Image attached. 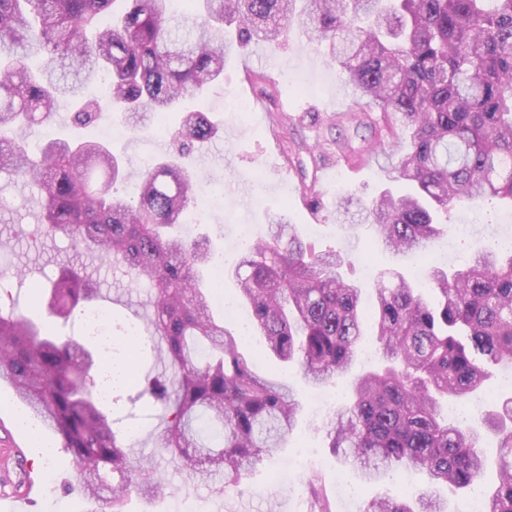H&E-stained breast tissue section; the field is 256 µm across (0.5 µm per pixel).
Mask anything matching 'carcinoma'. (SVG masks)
Listing matches in <instances>:
<instances>
[{
  "label": "carcinoma",
  "instance_id": "carcinoma-1",
  "mask_svg": "<svg viewBox=\"0 0 512 512\" xmlns=\"http://www.w3.org/2000/svg\"><path fill=\"white\" fill-rule=\"evenodd\" d=\"M115 2L0 0V131L14 133L0 136V174L39 186L44 235L112 261L147 289L162 367L138 397L164 412L154 447L195 480L221 476L235 489L292 431L300 402L258 374L242 337L213 316L217 285L203 276L211 241L175 231L197 203L194 170L182 155L157 159L138 173L135 195L123 196L114 185L130 174L111 146L49 139L34 157L26 135L102 73L109 96L84 99L75 121L92 124L106 109L162 118L188 98L204 100L236 44L279 41L297 26L326 43L363 106L408 133L392 172L406 190L340 196L336 216L356 208L396 255L426 250L453 206L512 200V0H184L179 13L170 0H123L106 23ZM217 132L194 109L175 136L185 150ZM348 264L277 224L236 260L234 276L266 353L299 363L314 386L351 369L362 326L373 322L382 365L328 419L329 447L365 482L402 467L426 488L371 500L364 512H447L441 490L482 481L484 431L501 449L500 477L482 491L486 512H512V398L466 426L440 418L443 402L470 397L512 364V249L505 259L485 249L454 269L433 265L425 288L382 274L369 313L343 276ZM42 292L48 313L65 321L99 298L82 269L65 265ZM101 364L84 339L0 307V382L61 437L77 472L69 491L96 504L106 491L112 512H123L131 489L153 498L163 486L150 462L133 463L127 435L93 394Z\"/></svg>",
  "mask_w": 512,
  "mask_h": 512
}]
</instances>
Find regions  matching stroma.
<instances>
[{
  "mask_svg": "<svg viewBox=\"0 0 512 512\" xmlns=\"http://www.w3.org/2000/svg\"><path fill=\"white\" fill-rule=\"evenodd\" d=\"M232 96L253 104L254 120L240 121L225 112L224 101ZM208 107L219 132L197 146L191 161L201 190L222 196L224 204L188 213L187 231L209 236L217 253L229 261L242 250L243 229L259 237L274 222L294 225L320 249L349 257L344 275L361 288L367 310L373 306L372 285L381 272L394 267L413 277L417 257H393L382 244L336 222L337 196L372 198L388 186L392 160L388 153L370 148L369 126L379 121V113L365 116V128L351 125L350 118L358 111L354 95L343 71L328 61L323 44L293 28L287 39L276 43L253 40L241 45L227 59L224 80L212 89ZM122 121L120 114L107 111L97 125L78 128L71 122L70 107L64 106L53 124L28 135V149L38 153L43 142L56 134L97 138L102 126ZM178 122L175 112L163 121L150 116L114 142L130 173H138L144 159L175 150ZM0 190L12 200L10 208L0 211V267L11 271L0 280V287L11 293L16 310L46 316L45 307L31 292L32 284L54 276L59 266L74 265L98 284L102 296L97 304L109 311L113 330L131 324L147 330V293L121 269L81 254L60 237H41L38 247H30L27 235L39 217L36 184L0 177ZM508 238L512 239V206L488 199L476 208L452 209L439 247L471 255L477 244ZM261 343L260 336L249 337L246 356L259 374L291 387L302 408L294 431L235 490L223 489L217 479L206 483L192 479L178 462L154 448L153 435L164 426L162 410L148 400H134L133 387L114 389V418L120 427L136 430L131 458L151 460L164 484L163 495L156 498L130 494L125 512H172L174 502L181 499L193 500L200 512H301L309 505L306 481L313 473L320 477L332 512H362L372 499L393 497L408 487L424 488L422 477L406 470L362 482L357 470L327 446L325 421L311 404L315 386L304 380L298 365L265 355ZM27 415L11 388L0 386V419L14 422L12 435L24 446L23 458L34 482L24 512H88L85 500L65 491L76 481L70 454L54 432L46 430L34 438L27 429L18 428V420ZM299 455L304 456L305 466L292 472L287 483L271 484V472Z\"/></svg>",
  "mask_w": 512,
  "mask_h": 512,
  "instance_id": "35a3bbf8",
  "label": "stroma"
}]
</instances>
